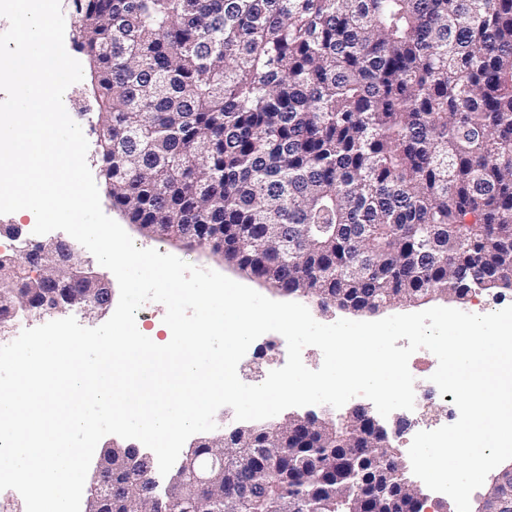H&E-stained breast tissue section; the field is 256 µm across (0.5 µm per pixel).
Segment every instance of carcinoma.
Instances as JSON below:
<instances>
[{
  "label": "carcinoma",
  "mask_w": 512,
  "mask_h": 512,
  "mask_svg": "<svg viewBox=\"0 0 512 512\" xmlns=\"http://www.w3.org/2000/svg\"><path fill=\"white\" fill-rule=\"evenodd\" d=\"M112 205L159 239L224 233V260L281 292L375 312L512 293V0H70ZM0 304L63 287L51 250ZM262 448L268 468L239 456ZM205 512L276 495L331 512H424L374 483L396 450L356 419L224 432ZM167 495L157 476L115 469ZM134 493L112 512H145Z\"/></svg>",
  "instance_id": "carcinoma-1"
}]
</instances>
